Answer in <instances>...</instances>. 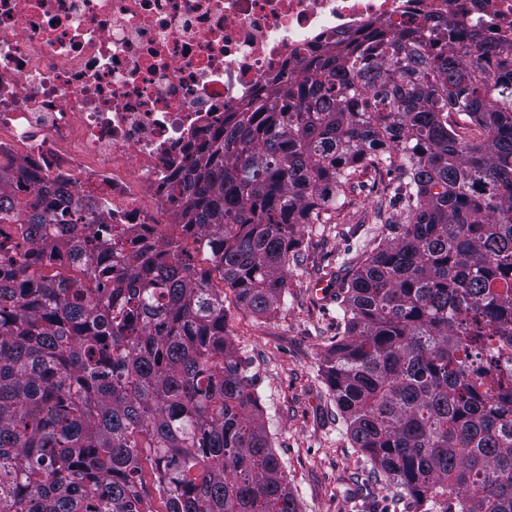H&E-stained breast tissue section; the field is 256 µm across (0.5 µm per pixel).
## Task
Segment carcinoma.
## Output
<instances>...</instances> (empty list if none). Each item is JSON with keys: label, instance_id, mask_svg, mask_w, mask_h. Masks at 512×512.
<instances>
[{"label": "carcinoma", "instance_id": "obj_1", "mask_svg": "<svg viewBox=\"0 0 512 512\" xmlns=\"http://www.w3.org/2000/svg\"><path fill=\"white\" fill-rule=\"evenodd\" d=\"M364 169L397 173L383 225L339 269L322 368L346 435L414 512H512V34L390 25L307 60L224 122L176 186L182 242L112 267L0 238V512H299L224 333V289L284 301L308 224ZM41 250L27 249L29 242ZM219 276L224 287L214 284Z\"/></svg>", "mask_w": 512, "mask_h": 512}]
</instances>
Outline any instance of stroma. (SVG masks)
Returning a JSON list of instances; mask_svg holds the SVG:
<instances>
[{"instance_id":"35a3bbf8","label":"stroma","mask_w":512,"mask_h":512,"mask_svg":"<svg viewBox=\"0 0 512 512\" xmlns=\"http://www.w3.org/2000/svg\"><path fill=\"white\" fill-rule=\"evenodd\" d=\"M393 175L367 174L366 189L349 193L334 223L306 232L301 264L288 279L278 309L258 315L224 294L225 334L256 375L270 419L272 447L300 512H405L394 489L374 479L373 466L351 448L345 424L322 375L336 334V300L310 290L336 265V254L355 249L368 230L378 199Z\"/></svg>"}]
</instances>
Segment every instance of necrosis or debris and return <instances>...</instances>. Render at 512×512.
Segmentation results:
<instances>
[{"mask_svg":"<svg viewBox=\"0 0 512 512\" xmlns=\"http://www.w3.org/2000/svg\"><path fill=\"white\" fill-rule=\"evenodd\" d=\"M438 16L493 36L512 0H0V235L37 208L111 234L113 272L163 251L183 231L175 186L225 115L311 51Z\"/></svg>","mask_w":512,"mask_h":512,"instance_id":"1","label":"necrosis or debris"}]
</instances>
